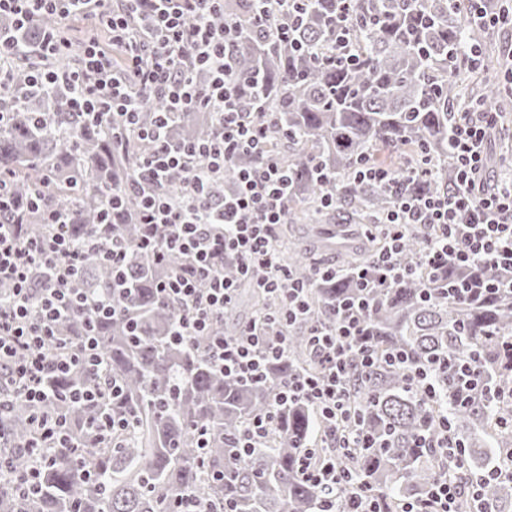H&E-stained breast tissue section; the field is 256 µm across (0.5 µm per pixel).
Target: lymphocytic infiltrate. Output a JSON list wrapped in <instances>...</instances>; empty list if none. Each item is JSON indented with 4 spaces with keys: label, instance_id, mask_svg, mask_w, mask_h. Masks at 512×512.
<instances>
[{
    "label": "lymphocytic infiltrate",
    "instance_id": "f902f5d3",
    "mask_svg": "<svg viewBox=\"0 0 512 512\" xmlns=\"http://www.w3.org/2000/svg\"><path fill=\"white\" fill-rule=\"evenodd\" d=\"M223 4L224 0H123L116 9L110 0H0V15L14 22L11 31L0 29V88L11 78L19 36L42 16L54 15L62 21L79 16L107 32L110 46L105 49L93 39L77 45L59 30L43 29L34 47L41 64L32 68L29 78L42 86H71L74 93L66 101L70 111L136 132L143 141L144 182L133 181L113 191L110 205L119 209L124 195H139L140 248L158 257L176 252L187 259L185 267L159 286L161 296L182 309L174 322V336L206 337L208 354L219 370L257 378L271 361L287 354V329L304 319L306 290L292 281L275 233L288 221L291 178L266 150L268 125L263 113L244 111L240 105L231 69V49L240 38V27L228 20L217 29L211 22ZM254 20L268 37L282 41L294 21V7L291 0H254ZM200 66L211 73L204 87L194 81ZM151 98L165 106L145 125L140 115ZM189 108L215 112L214 134L202 142L172 145L168 122L173 113ZM500 123L496 112L460 114L452 128L458 182L452 198L416 196L383 169L359 170L360 178L382 185L395 201L383 219L386 243L358 274L363 293L356 304L345 307L332 322L307 327L323 376L291 379L279 393L282 399L305 400L320 409L328 445H368L359 432H336L337 423L351 418L344 385L349 359L358 356L367 367L377 361L365 325L366 290L437 269L451 257L463 268L481 263L504 274L496 282H466L465 293L483 297L512 290V179L490 192L477 184L487 135ZM244 153L255 162L240 171L235 191L215 200L205 197L206 184L223 176L225 165ZM174 169L189 175V189L179 197L166 189L167 175ZM39 207L36 197L20 202L0 174V281H10L14 291L9 304H0V361L14 359L13 373L21 392L34 405L50 397L49 375L74 363L71 355L58 351L54 324L79 309L92 316L110 307L104 296L79 288L78 269L99 253L108 254L116 269L125 261L123 249L109 244L104 235L77 244L67 239L61 228L72 222L74 213L66 206L45 216L46 223L55 225L54 233L19 241L17 224ZM160 224L172 229L162 244L156 239ZM413 224L436 228L437 235L417 264L408 267L400 265L399 255ZM228 259L257 275L266 290L282 294L277 322L251 321L235 336L217 331L219 318L236 296L235 286L224 277ZM36 267L45 268L47 285L35 296L29 283Z\"/></svg>",
    "mask_w": 512,
    "mask_h": 512
}]
</instances>
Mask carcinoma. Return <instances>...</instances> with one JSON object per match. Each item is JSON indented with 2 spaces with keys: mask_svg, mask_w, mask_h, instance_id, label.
I'll use <instances>...</instances> for the list:
<instances>
[{
  "mask_svg": "<svg viewBox=\"0 0 512 512\" xmlns=\"http://www.w3.org/2000/svg\"><path fill=\"white\" fill-rule=\"evenodd\" d=\"M299 20L286 42L266 39L253 23L251 0H224L212 24L241 23L233 50V71L247 101L262 90L269 113L268 150L288 167L293 190L290 224H372L394 199L380 185L355 179L365 164L386 168L419 196H447L456 190V160L450 145L457 113L473 107L497 112L512 100L508 80H493L495 32L478 22L467 0H300ZM348 16L347 37L354 57L336 56V15ZM67 91L33 87L28 72L12 74L0 91V109L10 113L0 128V173L13 176L12 189L27 198L45 191V205L76 204L68 225L74 242L100 231L98 215L112 190L139 174L143 144L133 133L116 136L104 123L88 124L64 108ZM216 116L179 112L171 118L172 143H197L212 136ZM242 157L224 167L222 179L206 193L224 196ZM420 169L407 178L411 167ZM139 197L128 194L124 211L107 225L126 252V276L112 282V262L89 259L78 276L90 293L116 294L115 312L93 322L96 352L104 363L102 388L119 387L118 397L84 406L69 400L90 370L49 376L54 395L30 405L12 383L0 388V467L28 471L39 439V419L65 416L63 431L72 447L52 449L40 468L39 487L19 495L13 483L0 484V512H178L182 496L224 504L233 512H317L330 497L306 480L301 462L313 447L319 411L301 401L283 403L276 394L293 374L319 377L322 366L309 338L290 335L288 356L270 363L264 376L246 380L220 372L204 351V339L180 342L171 336L181 308L163 300L157 284L185 265L179 255L156 262L139 249ZM54 230L39 212L20 225L21 236L38 239ZM431 234H406L401 263L416 264ZM292 278L307 286L312 323H329L360 293L353 278L322 281L300 248L288 252ZM499 279L497 270L451 262L432 279L422 274L370 290L366 324L380 356L410 354L400 369L378 361L348 371L349 403L367 448H321L359 476L336 490L343 500L369 487L384 496V512H402L419 503L444 474L461 484L456 512H512V481L489 474V448L512 447V410L490 401L496 388L512 384L502 343L512 338V294L486 299L458 296L465 279ZM258 314L281 310L280 298L252 293ZM87 314L77 312L57 327L65 350L83 356ZM219 328L237 335L242 324L235 307L224 310ZM448 359L473 360L476 388L464 399L452 375L435 372L448 402L428 401L412 383L411 371ZM271 410V429L245 453L239 441L255 415ZM114 421L111 438L94 437V422ZM457 440L454 458L432 445L443 428ZM206 442H199L200 433Z\"/></svg>",
  "mask_w": 512,
  "mask_h": 512,
  "instance_id": "cac0c4a2",
  "label": "carcinoma"
}]
</instances>
